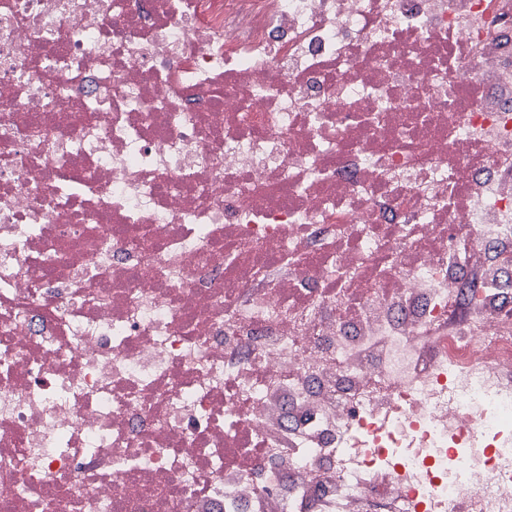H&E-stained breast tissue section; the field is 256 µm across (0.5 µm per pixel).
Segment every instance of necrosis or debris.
I'll return each mask as SVG.
<instances>
[{"mask_svg":"<svg viewBox=\"0 0 512 512\" xmlns=\"http://www.w3.org/2000/svg\"><path fill=\"white\" fill-rule=\"evenodd\" d=\"M265 495L512 512V0H0V512Z\"/></svg>","mask_w":512,"mask_h":512,"instance_id":"necrosis-or-debris-1","label":"necrosis or debris"}]
</instances>
